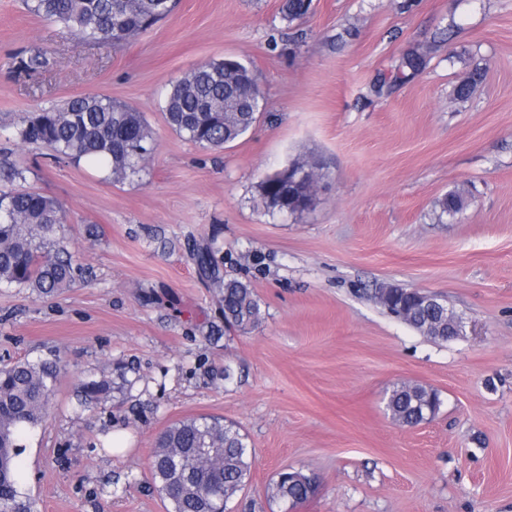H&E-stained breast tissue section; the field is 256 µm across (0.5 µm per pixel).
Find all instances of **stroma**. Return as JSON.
I'll use <instances>...</instances> for the list:
<instances>
[{
  "label": "stroma",
  "instance_id": "1",
  "mask_svg": "<svg viewBox=\"0 0 512 512\" xmlns=\"http://www.w3.org/2000/svg\"><path fill=\"white\" fill-rule=\"evenodd\" d=\"M283 3L179 0L103 47L0 0V118L96 93L143 112L156 139L140 177L115 183L0 132L28 185L62 204L86 269L55 297L0 288V361L62 357L21 455L39 512H168L150 456L169 425L200 416L239 424L255 452L232 512H512V0H312L291 23ZM412 49L425 67L394 81ZM23 50L46 51L50 70L17 71ZM226 57L254 70L264 112L205 151L167 126L164 98ZM297 159L325 178L290 216L259 184ZM454 190L466 205L438 223ZM205 248L219 278L254 289L256 326L225 325L195 260ZM383 284L442 296L464 335L430 338L388 314ZM91 377L115 388L83 412ZM405 382L441 400L414 427L385 410ZM285 467L318 477L291 509L267 494Z\"/></svg>",
  "mask_w": 512,
  "mask_h": 512
}]
</instances>
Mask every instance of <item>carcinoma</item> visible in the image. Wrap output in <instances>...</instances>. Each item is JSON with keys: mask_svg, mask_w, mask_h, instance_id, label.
Segmentation results:
<instances>
[{"mask_svg": "<svg viewBox=\"0 0 512 512\" xmlns=\"http://www.w3.org/2000/svg\"><path fill=\"white\" fill-rule=\"evenodd\" d=\"M177 0H24L25 9L67 29L81 40L116 44L151 29L169 15ZM310 0H285L283 19L293 22ZM18 70L30 74L47 68L42 51L15 56ZM425 55L404 54L397 77L419 72ZM259 96L254 73L241 78L224 73V61L192 69L166 94L164 116L181 138L207 150H222L246 134L257 120L253 98ZM12 138L37 145L54 161L84 163L124 181L146 168L155 150L154 132L143 113L110 97L84 94L62 106L33 112L13 123ZM29 165L21 156L0 154V287L29 288L52 296L83 281V268L65 245V211L54 197L22 187ZM462 192L437 203V219L448 218V205H460ZM224 320L246 329L261 319V306L249 285L219 283ZM61 357L0 367V507L8 512H37L21 490L22 440L45 421L51 408ZM112 381L89 379L81 385L80 406L93 410L107 402ZM440 408L436 391L403 383L392 391L393 420L418 425ZM253 452L238 424L198 417L176 422L157 438L151 455L152 483L170 500L172 512H229L228 505L249 480ZM317 478L284 469L270 484L271 497L295 505L316 490Z\"/></svg>", "mask_w": 512, "mask_h": 512, "instance_id": "carcinoma-1", "label": "carcinoma"}]
</instances>
